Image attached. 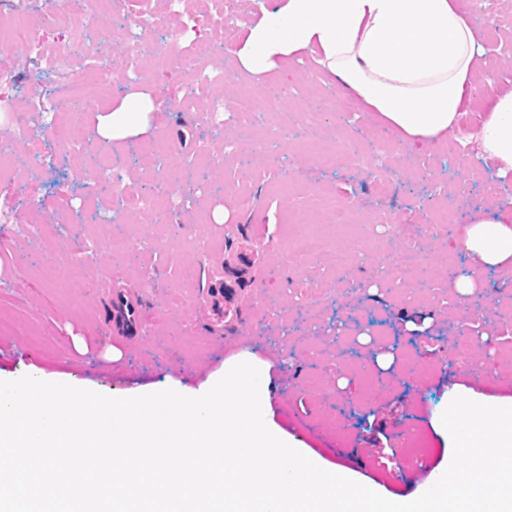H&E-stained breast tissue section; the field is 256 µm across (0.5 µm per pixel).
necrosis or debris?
Masks as SVG:
<instances>
[{
	"label": "necrosis or debris",
	"mask_w": 512,
	"mask_h": 512,
	"mask_svg": "<svg viewBox=\"0 0 512 512\" xmlns=\"http://www.w3.org/2000/svg\"><path fill=\"white\" fill-rule=\"evenodd\" d=\"M239 2L197 0L190 9L185 0H142L136 34H124L118 42L112 27L89 29L85 15L95 4L119 10V0H67L65 6L51 5L36 18L20 8L17 0H0V12L10 15L9 24L0 25V49H12L17 35H24L28 51L41 56L46 69L66 73V84L52 89L29 79L25 92L41 106L45 133L66 130V145L77 153L84 146L83 128L76 111L62 100L75 98L80 86L102 83L119 88L132 79L145 84L162 81L174 103L183 108L188 104L189 81L202 86L238 83L235 69L211 67L210 59L232 46L237 30L225 17ZM203 117L217 125L231 120L238 142L243 143L262 126L263 114L253 92L245 90L228 101L207 98ZM25 122V112L16 102L15 76L12 71L0 70V176L23 166L14 144ZM177 209L173 197L127 190L113 215L129 218Z\"/></svg>",
	"instance_id": "necrosis-or-debris-1"
}]
</instances>
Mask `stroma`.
Here are the masks:
<instances>
[{
  "label": "stroma",
  "instance_id": "1",
  "mask_svg": "<svg viewBox=\"0 0 512 512\" xmlns=\"http://www.w3.org/2000/svg\"><path fill=\"white\" fill-rule=\"evenodd\" d=\"M489 22L469 13L484 46L512 49V0H488ZM313 63L293 74L272 72L270 83L290 93L278 111L267 109L262 86L256 104L269 123L287 122L289 132L274 163L254 164L263 141L238 145L231 168L199 162L195 148L212 153L235 143L232 124L212 140L193 112L168 107L158 88L147 131L111 143L112 173L122 188L167 192L179 214L169 222L110 224L108 243L96 251L88 228L109 211L106 197L96 210L81 199L76 179L81 156L68 153L57 136L31 125L27 139L38 144L25 179H0V380L24 375L66 383L105 395H143L167 388L185 394L223 375L226 361L241 355L268 364L262 382L272 422L299 440L325 467L340 464L378 494L404 502L427 491L453 455L441 415L458 395L487 405L512 401V356L506 343L491 349V361L462 353L457 322L467 315L449 292L451 273L470 262L458 247L472 211L486 203L485 183L495 178L492 162L480 160L479 176L465 178L453 158L455 139L411 153L379 127L373 113L353 110L341 119H322L316 147H306V112L323 81H311ZM91 108L82 115L85 150L102 140L101 120L119 105L115 90L93 84L82 91ZM171 141L176 153L166 179L145 177L141 149L155 137ZM357 140L361 149L381 152L395 184L391 196L372 189V171L337 145ZM256 197L250 213L234 212L231 226L214 223L207 208L232 204L240 185ZM353 210L349 224L327 225L309 200ZM301 216L303 225L293 222ZM38 225L27 243L16 227ZM307 228L324 234L326 251L314 259L295 256L288 238ZM266 244L263 258L252 248ZM234 248L248 263L224 266ZM412 248L419 271L433 280L434 301L415 298L396 281L391 257ZM78 261L89 283L65 288L44 257ZM135 304V328L119 323L116 303ZM433 317L423 333L406 320ZM345 332L340 345L325 346L336 320ZM368 328L372 345L359 343ZM388 346L393 360L380 368L374 349ZM423 433L431 450L418 455L412 438ZM391 447V455L378 449Z\"/></svg>",
  "mask_w": 512,
  "mask_h": 512
}]
</instances>
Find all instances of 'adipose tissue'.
I'll use <instances>...</instances> for the list:
<instances>
[{"mask_svg": "<svg viewBox=\"0 0 512 512\" xmlns=\"http://www.w3.org/2000/svg\"><path fill=\"white\" fill-rule=\"evenodd\" d=\"M232 53L258 83L313 59L408 150L444 142L480 95L469 139L499 178L512 177V87L480 73L485 50L462 0H277ZM152 109L149 96L128 95L98 133L112 142L139 136ZM459 245L477 269L512 274V202L473 212Z\"/></svg>", "mask_w": 512, "mask_h": 512, "instance_id": "ef3b65f1", "label": "adipose tissue"}]
</instances>
